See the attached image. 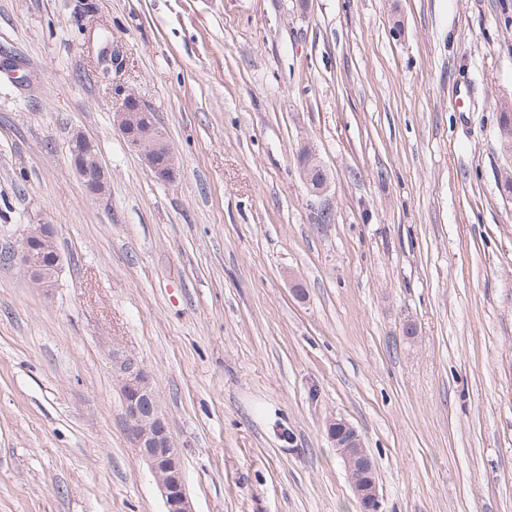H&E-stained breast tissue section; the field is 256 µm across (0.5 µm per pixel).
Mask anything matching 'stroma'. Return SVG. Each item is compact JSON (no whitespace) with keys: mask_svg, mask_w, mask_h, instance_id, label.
<instances>
[{"mask_svg":"<svg viewBox=\"0 0 512 512\" xmlns=\"http://www.w3.org/2000/svg\"><path fill=\"white\" fill-rule=\"evenodd\" d=\"M122 91L175 180L123 139ZM505 101L512 0H0V512H163L116 349L193 512H359L335 419L379 512H512ZM31 224L63 257L47 292L7 258ZM73 151H81L84 154L88 153V150L80 149L76 144L72 143L70 146V155L73 156ZM96 154V150L94 149L92 152L87 154L86 160L89 163V168L93 170L94 168V176L91 175V172L88 170V164L81 160H73V167L80 179L82 180L83 185L86 190L92 195H102L105 189V173L103 167L99 161L98 155ZM93 159V165H92ZM113 365L136 459L146 464L154 475L164 503L163 512H193L180 454L161 414L150 376L133 356L115 354ZM328 435L344 460L360 512H378L375 468L357 431L346 421L336 419L328 424Z\"/></svg>","mask_w":512,"mask_h":512,"instance_id":"35a3bbf8","label":"stroma"}]
</instances>
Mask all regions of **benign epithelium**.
<instances>
[{
  "mask_svg": "<svg viewBox=\"0 0 512 512\" xmlns=\"http://www.w3.org/2000/svg\"><path fill=\"white\" fill-rule=\"evenodd\" d=\"M115 112L120 132L129 147L140 155L144 165L161 180L176 179L175 168L165 170L155 165L154 158L160 141L154 130L140 131L137 128L139 100L136 96L132 93L119 95ZM73 167L90 194L100 195L104 192L105 173L98 156H93L92 172L88 170V164L81 160L73 161ZM50 232L51 226L48 224L31 225L19 247L8 255V259L19 265L35 287L45 291L54 287L56 275L42 273L32 242L46 238ZM113 365L120 383L127 431L136 459L146 464L154 475L164 503V512H193L186 492L180 454L161 414L150 376L133 356L120 357L115 354ZM328 435L344 460L360 512H379L375 468L357 431L346 421L336 419L328 424Z\"/></svg>",
  "mask_w": 512,
  "mask_h": 512,
  "instance_id": "1",
  "label": "benign epithelium"
}]
</instances>
